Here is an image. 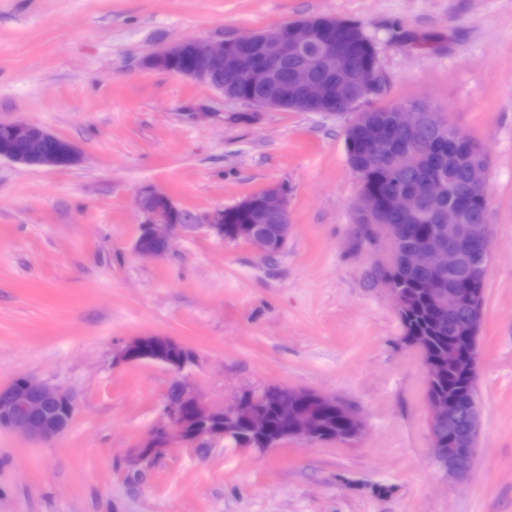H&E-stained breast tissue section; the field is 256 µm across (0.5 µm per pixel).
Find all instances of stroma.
Returning a JSON list of instances; mask_svg holds the SVG:
<instances>
[{
  "mask_svg": "<svg viewBox=\"0 0 512 512\" xmlns=\"http://www.w3.org/2000/svg\"><path fill=\"white\" fill-rule=\"evenodd\" d=\"M316 16L372 40L383 83L370 107L427 103L484 147L481 428L463 482L431 456L423 356L379 280L389 246L356 236L354 113H257L139 65L182 38ZM18 120L76 141L85 160H0V385L27 376L78 407L48 446L0 430V512H512V0H0V121ZM144 185L190 216L161 260L133 250ZM276 185L292 229L274 256L204 223ZM142 335L191 350L188 378L211 404L302 388L336 397L365 431L264 451L175 444L135 464L172 380L160 364H114Z\"/></svg>",
  "mask_w": 512,
  "mask_h": 512,
  "instance_id": "1",
  "label": "stroma"
}]
</instances>
